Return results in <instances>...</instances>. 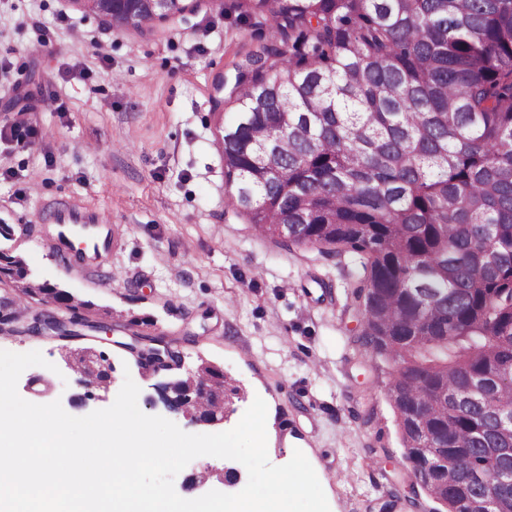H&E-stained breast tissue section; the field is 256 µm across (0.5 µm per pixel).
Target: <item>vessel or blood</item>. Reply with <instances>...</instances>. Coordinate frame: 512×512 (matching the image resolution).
Here are the masks:
<instances>
[{"label": "vessel or blood", "mask_w": 512, "mask_h": 512, "mask_svg": "<svg viewBox=\"0 0 512 512\" xmlns=\"http://www.w3.org/2000/svg\"><path fill=\"white\" fill-rule=\"evenodd\" d=\"M118 235L117 225L99 210L66 201L52 207L49 243L65 268L111 277L109 256Z\"/></svg>", "instance_id": "b4317fda"}]
</instances>
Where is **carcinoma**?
<instances>
[{
    "mask_svg": "<svg viewBox=\"0 0 512 512\" xmlns=\"http://www.w3.org/2000/svg\"><path fill=\"white\" fill-rule=\"evenodd\" d=\"M198 0L79 11L152 34ZM277 36L238 70L230 204L352 253L361 342L391 364L405 459L444 512L512 498V0H232ZM22 259L0 257L19 299Z\"/></svg>",
    "mask_w": 512,
    "mask_h": 512,
    "instance_id": "carcinoma-1",
    "label": "carcinoma"
}]
</instances>
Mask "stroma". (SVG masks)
<instances>
[{"label":"stroma","mask_w":512,"mask_h":512,"mask_svg":"<svg viewBox=\"0 0 512 512\" xmlns=\"http://www.w3.org/2000/svg\"><path fill=\"white\" fill-rule=\"evenodd\" d=\"M228 0H200L186 21L141 36L108 30L70 0H0V125L32 92L24 118L40 133L29 149L0 141V225L31 280L72 293L85 315L108 314L107 331L72 341L53 332H0V349L40 351L48 367L19 378V394L60 401L81 417L112 405L125 377L138 406L190 434L230 430L255 398L270 399L271 464L307 450L334 512H435L404 456L386 397L390 364L367 355L362 315L350 295L351 255L288 248L253 230L228 208L221 146L232 110L227 82L246 56L272 37L239 21ZM58 95L59 108L42 100ZM70 199L107 213L119 228L113 280L64 268L48 241L47 203ZM159 336L185 368L206 361L241 389L223 423L193 424L167 411L158 387L171 371L144 375L133 348ZM90 348L115 367L108 390L87 398L65 352ZM201 456L175 478L193 499L241 484L200 482Z\"/></svg>","instance_id":"stroma-1"}]
</instances>
